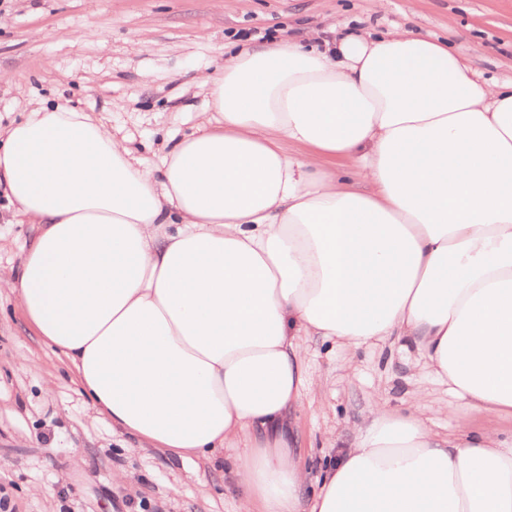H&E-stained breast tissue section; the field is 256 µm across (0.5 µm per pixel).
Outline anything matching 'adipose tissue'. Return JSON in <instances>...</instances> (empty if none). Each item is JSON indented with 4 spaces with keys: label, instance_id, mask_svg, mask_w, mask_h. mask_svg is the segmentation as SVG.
Instances as JSON below:
<instances>
[{
    "label": "adipose tissue",
    "instance_id": "ef3b65f1",
    "mask_svg": "<svg viewBox=\"0 0 512 512\" xmlns=\"http://www.w3.org/2000/svg\"><path fill=\"white\" fill-rule=\"evenodd\" d=\"M200 82L209 112L156 161L63 104L0 137L36 335L138 441L244 443L241 512H512V433L434 431L427 389L373 405L310 493L287 424L303 336L406 341L512 419V83L405 28L244 46Z\"/></svg>",
    "mask_w": 512,
    "mask_h": 512
}]
</instances>
